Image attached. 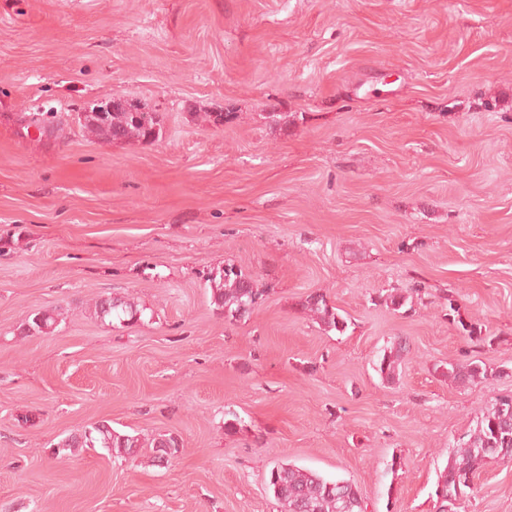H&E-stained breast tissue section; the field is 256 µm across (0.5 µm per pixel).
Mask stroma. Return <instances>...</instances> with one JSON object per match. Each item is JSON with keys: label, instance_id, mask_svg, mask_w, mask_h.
Wrapping results in <instances>:
<instances>
[{"label": "stroma", "instance_id": "stroma-1", "mask_svg": "<svg viewBox=\"0 0 512 512\" xmlns=\"http://www.w3.org/2000/svg\"><path fill=\"white\" fill-rule=\"evenodd\" d=\"M110 97L152 104L162 136L88 134ZM46 112L55 137L19 122ZM228 263L264 290L249 320L211 302ZM313 292L345 333L301 312ZM101 295L141 321H98ZM467 353L493 379L439 374ZM509 392L512 0H0V512H280L282 462L353 482L366 512H435ZM100 420L143 448L53 457ZM161 434L181 449L157 467ZM460 512H512V462ZM57 322L55 310H39L32 313L19 326L20 334L24 336L42 335L51 333ZM408 351L409 346L406 339L400 337L396 344H392V346L384 348L383 353L378 356L375 364L376 371L380 374L383 380L392 382L396 379L399 366Z\"/></svg>", "mask_w": 512, "mask_h": 512}]
</instances>
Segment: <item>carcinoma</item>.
Segmentation results:
<instances>
[{"label":"carcinoma","instance_id":"obj_1","mask_svg":"<svg viewBox=\"0 0 512 512\" xmlns=\"http://www.w3.org/2000/svg\"><path fill=\"white\" fill-rule=\"evenodd\" d=\"M83 128L96 137L125 143L157 139L162 134V117L158 112H129L116 109L101 120L94 112L84 113ZM206 281L211 289V302L232 321L250 318L257 300L263 293L256 280L235 266L228 264L208 273ZM301 309L313 317L327 331L342 334L347 320L328 303L324 295L311 293L301 301ZM94 315L105 321L138 320L141 311L129 298L99 297L94 301ZM57 322L53 310H39L19 326L24 336L51 333ZM409 351L405 339L386 347L378 356L376 371L382 379H396L399 366ZM440 375L459 384L486 381L490 378L480 361L467 359L441 366ZM104 448L113 455H133L142 447L137 435L120 433L107 420L97 421L79 434L61 439L53 450L59 459L81 448ZM180 451V441L173 435H162L153 440L152 461L163 467ZM492 461L512 462V395L495 399L483 413L469 439L458 444L454 456L440 473L437 487L451 493L453 499L463 501L467 491L473 490V479L478 470ZM268 487L280 503L282 512H364V502L357 487L347 480H328L315 472L292 464H279L270 471Z\"/></svg>","mask_w":512,"mask_h":512}]
</instances>
